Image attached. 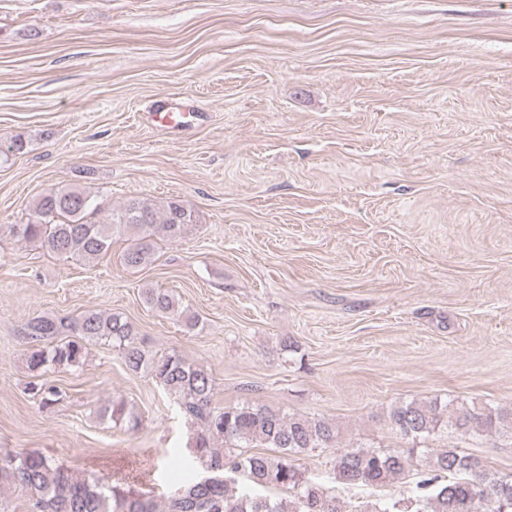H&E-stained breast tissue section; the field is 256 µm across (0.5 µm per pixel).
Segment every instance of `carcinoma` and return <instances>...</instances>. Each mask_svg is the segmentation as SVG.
<instances>
[{
    "label": "carcinoma",
    "mask_w": 512,
    "mask_h": 512,
    "mask_svg": "<svg viewBox=\"0 0 512 512\" xmlns=\"http://www.w3.org/2000/svg\"><path fill=\"white\" fill-rule=\"evenodd\" d=\"M197 223V212L181 201L169 202L160 213L143 200L130 199L101 216L90 191L71 187L43 194L27 223L0 225V236L38 242L50 253L84 263L106 258L118 237L127 241L121 264L141 268L155 261L157 233L180 239ZM142 297L161 317L180 320L190 328L199 322L167 290L144 288ZM24 334L41 344L29 363L43 376L59 367L79 365L90 342L110 345L128 372L150 378L174 398L191 431V451L179 452L176 463L200 467L211 473V480L190 476L159 504L143 493L81 479L42 453L30 451L0 456V512H12V502L1 491L5 484L28 496L30 512H348L323 486L305 479L296 464L302 453L336 446L332 421L286 416L255 403L214 405L213 379L207 369L176 352L149 349L120 312L87 309L74 319L38 315L26 323ZM31 391L44 407L63 397L62 390L45 379L31 385ZM389 419L414 441L444 428L465 434L512 432V409L476 410L436 399L403 402L390 410ZM219 443L223 447H217ZM412 467L411 451L347 448L333 460L336 481L347 486L385 485ZM425 468L410 496L358 512H512V474L492 470L480 458L453 447L432 453ZM238 477L267 493L236 492ZM276 490L287 491L288 498L274 494Z\"/></svg>",
    "instance_id": "1"
}]
</instances>
